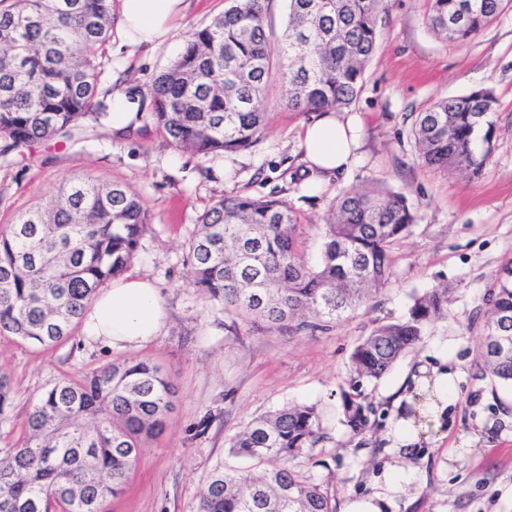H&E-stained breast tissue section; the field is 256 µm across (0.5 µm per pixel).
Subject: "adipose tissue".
Instances as JSON below:
<instances>
[{"mask_svg":"<svg viewBox=\"0 0 512 512\" xmlns=\"http://www.w3.org/2000/svg\"><path fill=\"white\" fill-rule=\"evenodd\" d=\"M121 30L129 46L164 40L182 18L184 0H120ZM360 124L328 111L303 126L300 146L311 169L336 173L357 161ZM166 320L160 289L147 277L128 275L96 294L82 317L86 342L115 351L149 344Z\"/></svg>","mask_w":512,"mask_h":512,"instance_id":"adipose-tissue-1","label":"adipose tissue"}]
</instances>
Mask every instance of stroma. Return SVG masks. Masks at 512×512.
Wrapping results in <instances>:
<instances>
[{
    "label": "stroma",
    "mask_w": 512,
    "mask_h": 512,
    "mask_svg": "<svg viewBox=\"0 0 512 512\" xmlns=\"http://www.w3.org/2000/svg\"><path fill=\"white\" fill-rule=\"evenodd\" d=\"M228 5L186 0L170 37L132 52L121 44L120 27H113L99 54L98 95L108 100L138 91L141 117L133 133L123 136L85 119L72 136L0 156V227L50 203L66 178L126 185L150 218L128 271L153 279L167 309L151 344L122 352L84 343L78 324L66 342L49 347L1 332L0 373L10 377L14 401L9 420L0 422V448L22 437L30 407L61 377L140 358L170 375L174 408L164 431L144 443L109 512H193L213 469L240 464L228 454L230 437L289 403L316 405L321 414L325 438L296 465L328 492L337 512L352 497L382 491L390 472L404 486L396 512H512V384L480 371L486 312L504 268L512 266V9L458 44L426 28L427 0H390L363 88L348 110L361 122V161L324 179L310 195L299 134L313 115L285 107L278 82L269 85L267 127L246 151L193 155L173 146L149 117L154 78ZM479 88L492 89L498 100L497 135L481 174L425 166L412 136L416 114ZM373 181L403 193L418 220L393 250L390 284L329 330L264 333L233 321L190 286L188 241L202 213L224 195L286 201L304 224V255L315 265L333 199ZM439 285L448 289L446 317L381 379L363 380L361 394L376 414L367 432L352 435L343 423L342 394L350 389L354 347L376 325L405 317L413 296ZM421 366L445 367L455 394L442 427L407 457L386 432L397 413L391 404L396 389ZM205 419L210 425L198 433Z\"/></svg>",
    "instance_id": "1"
}]
</instances>
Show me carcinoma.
I'll return each instance as SVG.
<instances>
[{
  "label": "carcinoma",
  "instance_id": "obj_1",
  "mask_svg": "<svg viewBox=\"0 0 512 512\" xmlns=\"http://www.w3.org/2000/svg\"><path fill=\"white\" fill-rule=\"evenodd\" d=\"M267 0H230L196 30L154 80L150 117L178 148L209 156L253 147L269 118L268 81L293 112L341 111L363 86L388 0H287L280 36L266 22ZM512 0H429L426 23L441 40L464 43ZM112 0H14L0 9V140L22 151L68 132L84 118L112 120L98 98L97 52L112 31ZM489 88L434 102L412 134L422 161L476 176L496 133ZM417 221L405 195L374 182L341 191L329 208L321 261L300 248L303 228L287 202L226 194L199 218L187 248L193 285L224 314L266 332L323 331L348 317L393 277L391 251ZM149 226L138 197L119 183L65 180L47 206L0 229V332L47 346L69 338L103 284L137 255ZM448 305V289L413 298L407 315L362 337L352 355L344 425L364 432L372 403L360 381L380 379L422 341ZM512 321V270L486 313L487 376L512 382V349L498 347ZM168 375L125 359L79 378L63 377L31 407L23 439L0 448V512H107L123 494L143 443L159 435L171 409ZM13 400L0 376V421ZM324 438L315 405L278 408L230 438L229 453L264 466L214 469L196 512H336L322 487L294 466Z\"/></svg>",
  "mask_w": 512,
  "mask_h": 512
}]
</instances>
